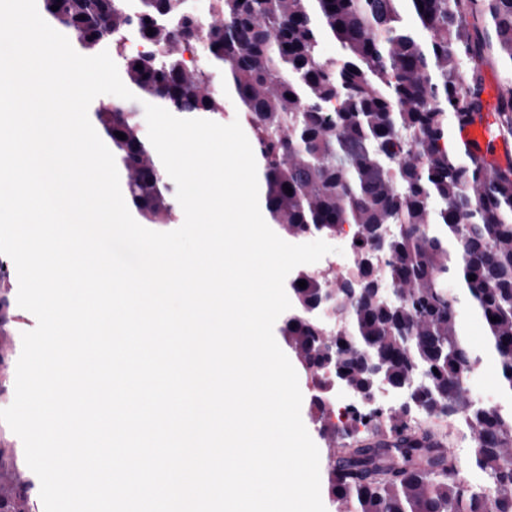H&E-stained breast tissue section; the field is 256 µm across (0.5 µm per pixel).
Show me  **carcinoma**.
<instances>
[{"label": "carcinoma", "mask_w": 512, "mask_h": 512, "mask_svg": "<svg viewBox=\"0 0 512 512\" xmlns=\"http://www.w3.org/2000/svg\"><path fill=\"white\" fill-rule=\"evenodd\" d=\"M40 2L83 50L112 43L134 93L173 113L224 110L209 71L187 66L179 52L200 46L223 65L224 89L236 96L270 223L296 238L347 226L359 241L356 272L335 285L346 330L326 340L305 316L327 287L302 270L288 284L295 304L282 325L288 346L319 387L328 364L354 391L386 380L408 390L427 417L458 419L468 466L486 480L466 483L460 462L433 444L436 431L413 424L406 406L389 442L379 439L382 411L371 406L327 427L329 393L321 390L313 406L322 436L336 444L327 491L338 512H512V410L471 399L468 380L482 358L461 334L457 297L445 286L454 271L512 396V165L493 167L448 143L450 126L484 110L483 66L498 58L512 73V0H216L203 29L184 0H138L133 11L123 0ZM405 4L425 36L404 24ZM132 25L147 51L129 54L121 44ZM327 34L336 40L333 59L322 50ZM494 111L498 133L512 135V93ZM94 115L130 204L146 223H167L176 190L140 137L133 109L114 103ZM351 285L362 291L350 294ZM379 288L393 298L382 300ZM22 464L23 449L0 447V512L39 508L38 477H22Z\"/></svg>", "instance_id": "carcinoma-1"}]
</instances>
